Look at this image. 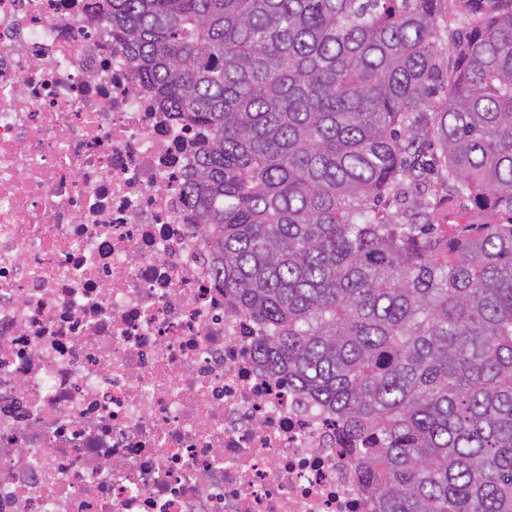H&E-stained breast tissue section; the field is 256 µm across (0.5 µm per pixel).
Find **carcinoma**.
I'll use <instances>...</instances> for the list:
<instances>
[{"label":"carcinoma","mask_w":512,"mask_h":512,"mask_svg":"<svg viewBox=\"0 0 512 512\" xmlns=\"http://www.w3.org/2000/svg\"><path fill=\"white\" fill-rule=\"evenodd\" d=\"M110 2L97 26L205 134L224 294L336 414L374 512H512V219L431 236L425 199L438 168L446 203L512 216V0ZM411 196L405 224L377 208ZM463 19L446 4L438 21L439 41L445 57H451L452 36L463 25Z\"/></svg>","instance_id":"obj_1"}]
</instances>
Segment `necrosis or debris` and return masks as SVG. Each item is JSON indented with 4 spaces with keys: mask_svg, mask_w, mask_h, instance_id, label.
Masks as SVG:
<instances>
[{
    "mask_svg": "<svg viewBox=\"0 0 512 512\" xmlns=\"http://www.w3.org/2000/svg\"><path fill=\"white\" fill-rule=\"evenodd\" d=\"M106 7L0 0V512H372L335 417L257 361L198 140Z\"/></svg>",
    "mask_w": 512,
    "mask_h": 512,
    "instance_id": "1",
    "label": "necrosis or debris"
}]
</instances>
